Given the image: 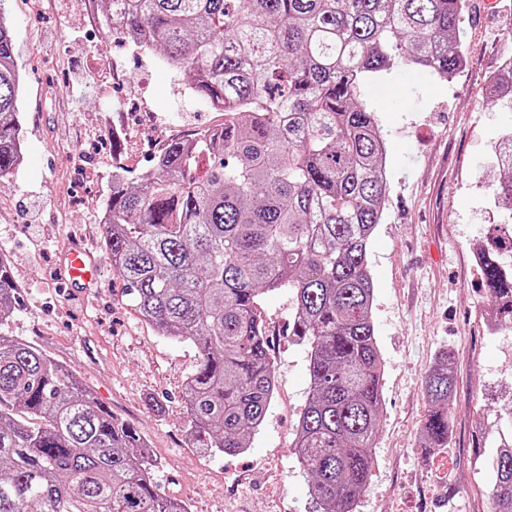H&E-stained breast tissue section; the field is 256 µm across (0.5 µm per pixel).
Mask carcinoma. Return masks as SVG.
I'll return each instance as SVG.
<instances>
[{"label":"carcinoma","mask_w":512,"mask_h":512,"mask_svg":"<svg viewBox=\"0 0 512 512\" xmlns=\"http://www.w3.org/2000/svg\"><path fill=\"white\" fill-rule=\"evenodd\" d=\"M466 0H104V26L162 55L224 123L167 141L136 187L112 173L103 249L129 306L193 345L186 436L240 454L275 390L261 296L286 288L288 334L308 349L294 448L319 512H354L372 477L383 357L370 240L382 223L386 143L360 85L415 67L460 72ZM21 67L0 16V179L23 162ZM211 165L200 175L199 159ZM489 185L503 214L476 252L495 325L512 330V132ZM0 255V329L20 307ZM455 353L423 385L424 447L452 434ZM498 428L489 512H512V395ZM140 432L65 366L0 333V512H190L165 496Z\"/></svg>","instance_id":"obj_1"}]
</instances>
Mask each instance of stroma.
Segmentation results:
<instances>
[{
	"label": "stroma",
	"instance_id": "obj_1",
	"mask_svg": "<svg viewBox=\"0 0 512 512\" xmlns=\"http://www.w3.org/2000/svg\"><path fill=\"white\" fill-rule=\"evenodd\" d=\"M96 0H5L18 63L24 161L0 180V252L24 303L4 333L63 363L134 425L152 450L156 479L190 512H313L308 478L291 450L308 397L307 350L288 335L292 295H263L259 315L276 370L262 427L244 453L209 454L185 435L183 382L196 348L142 322L103 250L101 215L112 168L129 185L161 144L224 115L193 98L183 73L158 55L115 41ZM459 41L463 71L448 82L400 69L366 84L387 140L384 220L370 244L373 318L385 360L374 475L356 512H487L490 448L499 406L512 394V332L488 334L472 254L498 223L488 182L492 147L512 131V100L489 101L490 76L512 56V0L496 10L468 0ZM82 239L99 261L91 287L69 282L63 262ZM458 356L447 447L426 451L422 381L440 348ZM161 402L153 411L149 399Z\"/></svg>",
	"mask_w": 512,
	"mask_h": 512
}]
</instances>
